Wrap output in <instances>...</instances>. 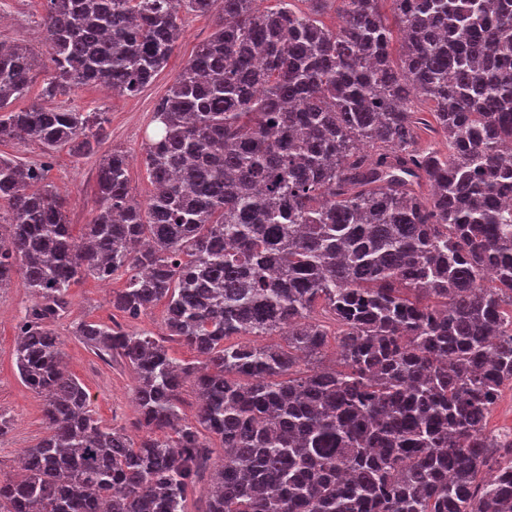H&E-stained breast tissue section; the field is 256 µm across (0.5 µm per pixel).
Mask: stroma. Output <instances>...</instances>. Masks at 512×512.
Returning <instances> with one entry per match:
<instances>
[{
    "mask_svg": "<svg viewBox=\"0 0 512 512\" xmlns=\"http://www.w3.org/2000/svg\"><path fill=\"white\" fill-rule=\"evenodd\" d=\"M45 0H0V14L7 21L0 25V41L22 42L46 52L41 17ZM181 36L164 68L138 94L127 95L104 87L87 86L54 98V105H65L84 112L104 113L107 136L97 154L78 157L68 148L46 151L30 140L0 138V155L22 163L44 162L47 180L66 201V215L73 235H81L84 224L94 216L96 177L99 159L118 150L129 162L132 194L146 202L153 186L143 163V146L152 135V117L158 102L168 93L176 76L187 65L196 47L214 31L211 15L181 13ZM127 276L119 273L107 281L81 279L70 290L67 316L53 329L63 344L68 372L77 378L90 398L95 417L106 426L125 428L136 434L138 411L134 402L136 376L122 360L100 359L75 334L77 323L95 321L119 323L129 330L147 331L164 341L170 355L180 363L194 364L197 353L183 342L167 338L165 305L157 303L146 314L130 319L112 312L113 291L124 287ZM31 301L22 276H15L9 287L0 289V412L12 419L10 429L0 435V478L12 477L17 470L16 451L34 446L47 435L44 398L20 380L13 352L17 341V323Z\"/></svg>",
    "mask_w": 512,
    "mask_h": 512,
    "instance_id": "obj_1",
    "label": "stroma"
}]
</instances>
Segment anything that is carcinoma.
<instances>
[{
  "mask_svg": "<svg viewBox=\"0 0 512 512\" xmlns=\"http://www.w3.org/2000/svg\"><path fill=\"white\" fill-rule=\"evenodd\" d=\"M257 2L46 0L47 60L0 44V137L87 157L103 113L46 100L134 95L167 63L180 9L216 22L155 109L146 204L112 152L77 240L46 165L0 156V288L20 272L32 295L14 356L49 429L0 480V512H188L207 474L201 512H512V458L485 432L512 382V0H339L334 29L315 18L333 0ZM418 98L447 153L417 146ZM118 272L112 308L166 301L168 335L201 357L76 325L135 372L134 437L94 417L52 329L79 279ZM284 327V347L227 343ZM301 359L312 368L291 376ZM211 436L224 462L209 474Z\"/></svg>",
  "mask_w": 512,
  "mask_h": 512,
  "instance_id": "1",
  "label": "carcinoma"
}]
</instances>
